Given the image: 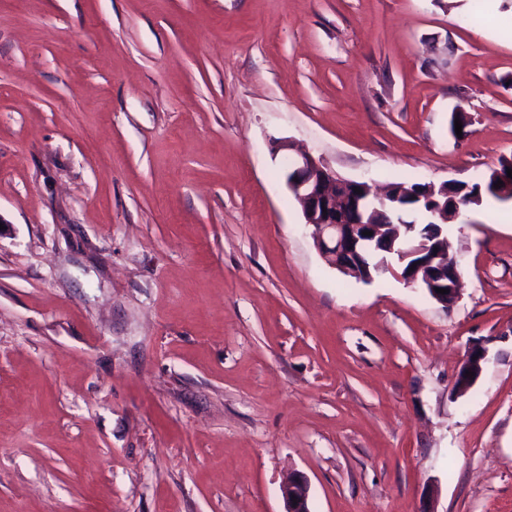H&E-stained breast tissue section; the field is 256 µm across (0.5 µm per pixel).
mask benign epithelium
I'll return each instance as SVG.
<instances>
[{"label": "benign epithelium", "mask_w": 512, "mask_h": 512, "mask_svg": "<svg viewBox=\"0 0 512 512\" xmlns=\"http://www.w3.org/2000/svg\"><path fill=\"white\" fill-rule=\"evenodd\" d=\"M286 184L299 202L305 226L310 230L314 246L321 256L338 271L354 275L366 283L374 276L391 269L388 258L403 264L417 258L411 268H402L400 277L416 284L443 306L456 301L461 286L458 268L448 269V238L430 228L426 237L412 234V224H372L365 221L368 204L385 203L390 190L373 191L365 181L341 177L320 158L299 151L289 162ZM452 181L427 185V200L435 203L432 209L436 223H448V195ZM448 293L440 294L438 290ZM485 350L474 347L466 353L456 375L461 387L456 394H465L482 374ZM471 375H466V372ZM286 512H310L309 484L305 477L292 475L282 487Z\"/></svg>", "instance_id": "1"}]
</instances>
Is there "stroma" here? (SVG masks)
<instances>
[{
  "label": "stroma",
  "mask_w": 512,
  "mask_h": 512,
  "mask_svg": "<svg viewBox=\"0 0 512 512\" xmlns=\"http://www.w3.org/2000/svg\"><path fill=\"white\" fill-rule=\"evenodd\" d=\"M278 138L477 181L512 0H0V512H512V201L445 307L325 263ZM484 357L485 350L482 347H474L468 350L456 375V383L461 381V387L455 393L457 396L465 394L477 382L482 374ZM466 371L474 372V376L465 377ZM282 496L287 505L285 512H310L308 508L309 484L301 475H292L282 487ZM296 499V503H293Z\"/></svg>",
  "instance_id": "1"
}]
</instances>
